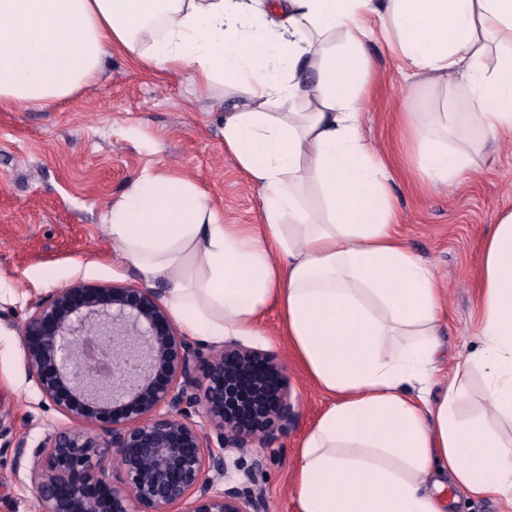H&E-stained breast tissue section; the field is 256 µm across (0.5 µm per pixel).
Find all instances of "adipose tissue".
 <instances>
[{
    "mask_svg": "<svg viewBox=\"0 0 512 512\" xmlns=\"http://www.w3.org/2000/svg\"><path fill=\"white\" fill-rule=\"evenodd\" d=\"M377 39L428 99L467 94L462 112L403 113L422 178L459 183L486 139L512 138V0H0V108L73 97L116 50L233 98L224 150L262 190L261 223H224L181 172L147 169L107 216L120 256L214 347L279 308L332 398L299 451V512H444L436 461L466 493L512 502V437L486 424L512 422V210L483 242L481 348L430 401L441 292L363 132ZM474 366L484 407L464 421Z\"/></svg>",
    "mask_w": 512,
    "mask_h": 512,
    "instance_id": "adipose-tissue-1",
    "label": "adipose tissue"
}]
</instances>
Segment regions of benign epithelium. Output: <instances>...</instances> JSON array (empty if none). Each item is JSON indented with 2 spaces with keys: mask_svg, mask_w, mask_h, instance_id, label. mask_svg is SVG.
I'll list each match as a JSON object with an SVG mask.
<instances>
[{
  "mask_svg": "<svg viewBox=\"0 0 512 512\" xmlns=\"http://www.w3.org/2000/svg\"><path fill=\"white\" fill-rule=\"evenodd\" d=\"M23 336L29 379L74 421L15 449L38 512H269L262 490L228 480L295 415L275 356L235 343L204 350L153 290L81 281L35 302Z\"/></svg>",
  "mask_w": 512,
  "mask_h": 512,
  "instance_id": "1",
  "label": "benign epithelium"
}]
</instances>
